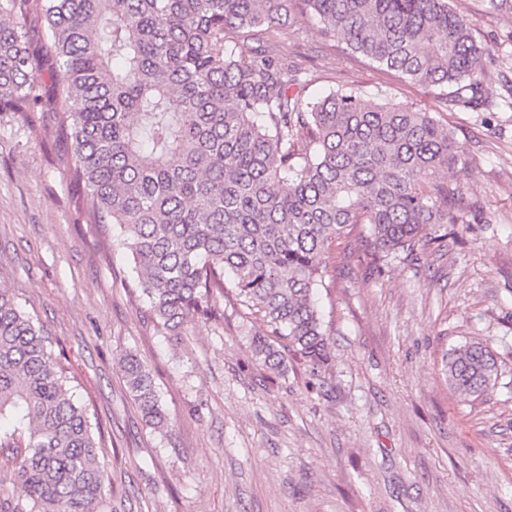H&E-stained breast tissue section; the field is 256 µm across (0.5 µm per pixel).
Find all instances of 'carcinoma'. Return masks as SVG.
<instances>
[{"label":"carcinoma","mask_w":512,"mask_h":512,"mask_svg":"<svg viewBox=\"0 0 512 512\" xmlns=\"http://www.w3.org/2000/svg\"><path fill=\"white\" fill-rule=\"evenodd\" d=\"M293 7L378 66L447 88L445 106L493 110L489 49L449 0H0V112L56 114L89 223L112 225L162 328L210 318L227 274L270 335L320 368L314 294L331 243L364 224L377 266L441 241L432 231L457 220L464 150L429 112L371 105L353 88L303 96L297 63L267 49ZM255 355L286 368L268 339ZM121 371L142 420L169 427L150 371L132 354ZM443 374L476 400L498 368L478 340L446 354ZM104 490L85 409L48 337L1 288L0 512H102Z\"/></svg>","instance_id":"1"}]
</instances>
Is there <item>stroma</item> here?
<instances>
[{
    "mask_svg": "<svg viewBox=\"0 0 512 512\" xmlns=\"http://www.w3.org/2000/svg\"><path fill=\"white\" fill-rule=\"evenodd\" d=\"M487 46L491 112H458L444 90L401 80L317 21H286L272 50L306 93L354 87L431 112L462 143L457 223L444 248L374 268L361 231L337 239L316 299L329 361L288 352L275 374L253 343L265 324L232 292L211 319L166 334L132 279L112 227L86 221L69 139L50 112H0V288L33 315L94 425L111 512H512V11L450 0ZM479 338L499 377L466 402L446 352ZM152 373L171 425H145L120 358Z\"/></svg>",
    "mask_w": 512,
    "mask_h": 512,
    "instance_id": "obj_1",
    "label": "stroma"
}]
</instances>
